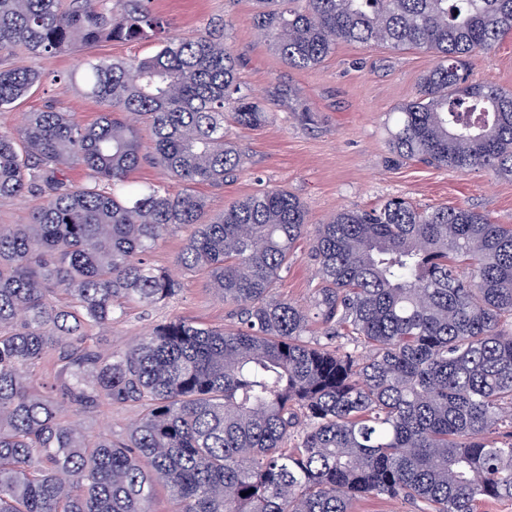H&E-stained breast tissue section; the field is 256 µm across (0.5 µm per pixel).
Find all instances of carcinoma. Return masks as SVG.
<instances>
[{"mask_svg": "<svg viewBox=\"0 0 512 512\" xmlns=\"http://www.w3.org/2000/svg\"><path fill=\"white\" fill-rule=\"evenodd\" d=\"M257 4L255 28L293 69L340 42L432 53L393 113V161L512 179V91L471 64L512 34V0ZM104 38L158 49L88 62L98 122L48 107L0 126V200L44 196L28 223L0 224V512H152L161 490L173 512L512 503V226L401 198L311 224L283 188L210 214L194 187L246 164L229 127L276 117L241 85L224 37L164 34L151 0H0L1 52L44 60ZM41 78L0 69V111ZM146 156L181 190L133 183ZM178 227L191 232L175 264L205 275L233 323L174 319L106 349L128 309L180 289L153 263ZM307 236L317 283L300 306L276 289ZM104 403L139 418L118 438L69 419ZM354 510V512H415L408 504L378 498L359 501L355 504Z\"/></svg>", "mask_w": 512, "mask_h": 512, "instance_id": "carcinoma-1", "label": "carcinoma"}]
</instances>
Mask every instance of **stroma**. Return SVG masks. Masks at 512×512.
I'll return each instance as SVG.
<instances>
[{"label":"stroma","mask_w":512,"mask_h":512,"mask_svg":"<svg viewBox=\"0 0 512 512\" xmlns=\"http://www.w3.org/2000/svg\"><path fill=\"white\" fill-rule=\"evenodd\" d=\"M170 35L189 37L224 26V44L239 61V77L259 105L276 112L273 123L256 129H232L246 154L242 172L220 187L198 186L210 211L263 188H284L305 204L310 223L325 222L337 209L373 207L402 197L424 209L464 206L494 223L512 225V180L475 168L465 173L420 162L394 163L389 151L391 114L413 99L423 74L435 59L416 48L386 44L339 43L320 65L288 68L254 28L256 0H152ZM150 41L104 39L93 48L73 46L41 61V83L14 107L0 112V126L19 128L24 116L46 107L73 115L84 125L95 123L103 106L87 95L82 73L88 61H128L152 55ZM477 80L512 90V35L495 51L473 59ZM292 88L296 102L308 107L310 122L295 120L291 103L273 100L275 86ZM188 231H172L154 254L157 265L173 272L181 288L148 312L129 310L109 332V346H123L152 325L184 318L209 326L229 323L227 306L211 294L197 273L176 268L174 258ZM316 283L309 239L298 242L281 293L307 304Z\"/></svg>","instance_id":"1"}]
</instances>
